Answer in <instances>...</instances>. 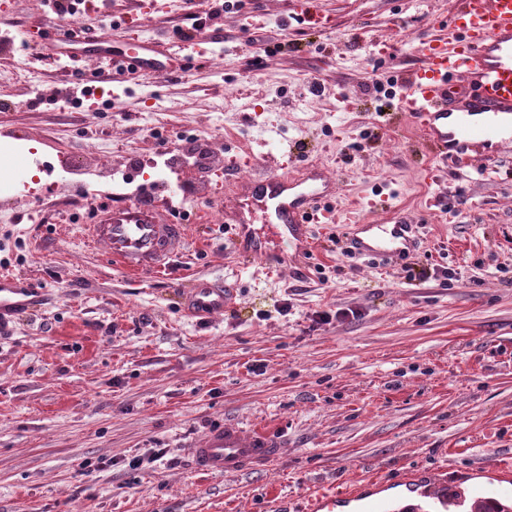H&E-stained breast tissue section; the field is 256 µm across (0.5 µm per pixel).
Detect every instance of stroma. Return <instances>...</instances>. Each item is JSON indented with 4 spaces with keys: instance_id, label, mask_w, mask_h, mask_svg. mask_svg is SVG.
I'll list each match as a JSON object with an SVG mask.
<instances>
[{
    "instance_id": "stroma-1",
    "label": "stroma",
    "mask_w": 512,
    "mask_h": 512,
    "mask_svg": "<svg viewBox=\"0 0 512 512\" xmlns=\"http://www.w3.org/2000/svg\"><path fill=\"white\" fill-rule=\"evenodd\" d=\"M457 0H105L90 36L154 39L164 76L130 73L97 98L70 91V57L46 55L48 0H0V148L15 181L0 192V277L45 289L0 332V512H304L317 490L381 475L410 503V473L440 484L512 466V148L442 164L396 106L419 47ZM121 21L112 29L111 21ZM201 30L202 52L180 34ZM382 92L365 93L375 81ZM103 141L113 177L84 156L92 206L51 181ZM315 165L338 179L333 224L310 242L268 236L241 182ZM147 202L189 222L182 255L134 276L84 226ZM224 221L196 220L202 209ZM418 227L405 260L347 255L352 224ZM279 249L273 265L260 244ZM198 278L234 304L184 313ZM268 428L284 453L239 475L198 470L189 446L211 426Z\"/></svg>"
}]
</instances>
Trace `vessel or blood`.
<instances>
[{
  "label": "vessel or blood",
  "instance_id": "1",
  "mask_svg": "<svg viewBox=\"0 0 512 512\" xmlns=\"http://www.w3.org/2000/svg\"><path fill=\"white\" fill-rule=\"evenodd\" d=\"M106 70L87 76L76 72L75 81H102L118 71L162 73L151 41L116 48L107 39L95 45ZM421 67L404 80L400 102L403 115L417 119L429 142L446 160L462 163L481 159L486 147L512 143V0H461L447 32L422 43ZM253 198L264 208L262 223L272 235L289 233L305 238L315 209L335 191L321 172L310 177L267 175L251 182ZM91 242L102 245L110 261L127 272L154 273L185 246L187 227L158 223L153 210L134 203L107 211L99 223L86 227ZM415 225L398 220L391 224H359L344 243L348 252L380 260L409 256L414 250ZM32 288L13 278L0 279V327L15 312L37 302ZM230 304L222 283L197 281L185 297L192 317L213 318ZM196 466L205 472L234 475L268 466L280 459L282 445L275 435L246 431L227 422L207 430L191 447ZM480 497L512 495V477L475 487Z\"/></svg>",
  "mask_w": 512,
  "mask_h": 512
}]
</instances>
